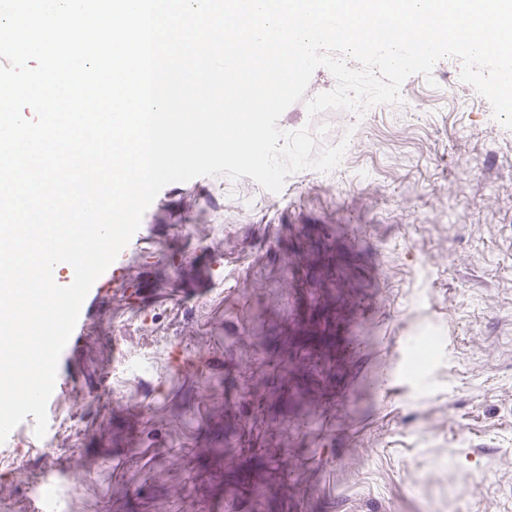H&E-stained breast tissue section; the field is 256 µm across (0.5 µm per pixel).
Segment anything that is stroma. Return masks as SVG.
<instances>
[{"label":"stroma","mask_w":512,"mask_h":512,"mask_svg":"<svg viewBox=\"0 0 512 512\" xmlns=\"http://www.w3.org/2000/svg\"><path fill=\"white\" fill-rule=\"evenodd\" d=\"M460 70L369 112L290 105L280 129L318 147L347 129L340 169L165 186L59 357L46 434L0 443V507L512 512V129Z\"/></svg>","instance_id":"1"}]
</instances>
